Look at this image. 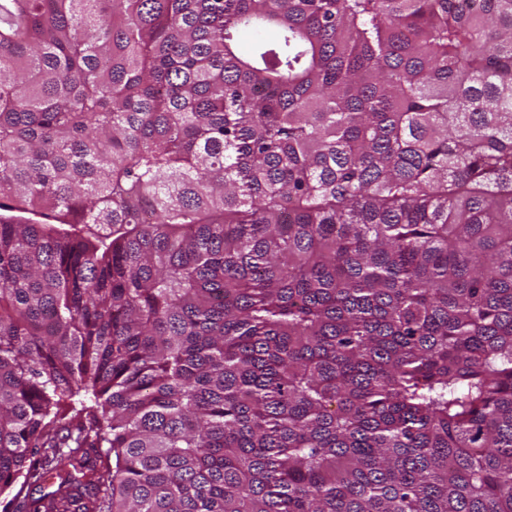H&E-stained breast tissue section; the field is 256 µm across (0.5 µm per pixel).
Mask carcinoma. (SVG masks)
Listing matches in <instances>:
<instances>
[{
	"label": "carcinoma",
	"mask_w": 512,
	"mask_h": 512,
	"mask_svg": "<svg viewBox=\"0 0 512 512\" xmlns=\"http://www.w3.org/2000/svg\"><path fill=\"white\" fill-rule=\"evenodd\" d=\"M13 488L512 512V0H0Z\"/></svg>",
	"instance_id": "1"
}]
</instances>
